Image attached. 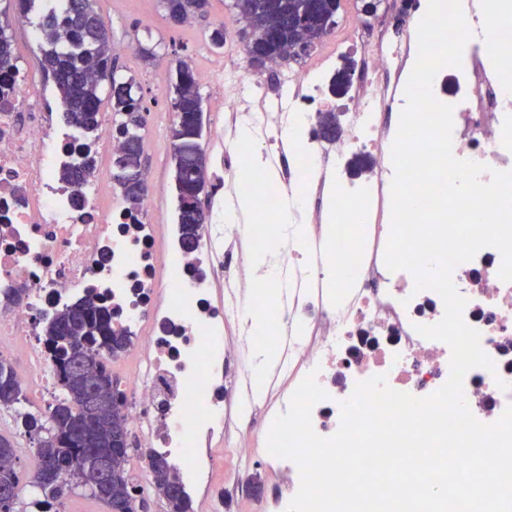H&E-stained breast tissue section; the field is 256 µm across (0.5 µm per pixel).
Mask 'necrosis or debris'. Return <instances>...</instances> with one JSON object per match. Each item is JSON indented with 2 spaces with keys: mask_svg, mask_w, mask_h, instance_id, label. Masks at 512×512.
Segmentation results:
<instances>
[{
  "mask_svg": "<svg viewBox=\"0 0 512 512\" xmlns=\"http://www.w3.org/2000/svg\"><path fill=\"white\" fill-rule=\"evenodd\" d=\"M504 3L462 0L472 37L461 67L442 68L433 85L454 107V155L498 171L512 170V20ZM351 51L359 61L338 104L306 68L290 71L272 95L261 77L208 73L224 87V173L210 185L219 204L190 253L180 225L150 223L155 194L130 210L111 201L101 177L63 189V168L117 148L111 126L87 139L62 124L27 70L0 82V292H19L10 302L0 295V350L16 360L28 394L55 397L45 319L99 296L113 329L130 338L132 366L117 383L125 425L144 454H166L182 472L196 512H207L215 455L236 423L225 405V323L240 329L242 385L263 388L277 412L292 395L279 377L297 385L315 374L327 394L312 410L323 437L338 430L340 404L359 381L383 374L393 389L423 398L449 378L450 347L416 330L441 319V297L415 291L410 272L384 262L392 115L406 105L417 38L385 33L371 44L349 33L325 69ZM336 107L341 133L323 138L318 118ZM259 147L277 163V181L249 167ZM255 251L269 257L271 276L252 269ZM501 263L486 247L453 271L464 317L496 364L464 378L468 406L484 423L512 405V282L500 279ZM265 341L279 352L271 366L257 361Z\"/></svg>",
  "mask_w": 512,
  "mask_h": 512,
  "instance_id": "1",
  "label": "necrosis or debris"
}]
</instances>
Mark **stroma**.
<instances>
[{
  "label": "stroma",
  "mask_w": 512,
  "mask_h": 512,
  "mask_svg": "<svg viewBox=\"0 0 512 512\" xmlns=\"http://www.w3.org/2000/svg\"><path fill=\"white\" fill-rule=\"evenodd\" d=\"M229 0H209L205 12L196 14L188 23L177 26L166 16L159 0H94L93 7L100 15L114 45L120 46L115 65L121 77L134 78L140 88L145 108L143 167L149 183H160L163 192L160 208L166 223L177 221V202L172 183L171 134L175 115L169 105L166 85L157 83L159 75L168 73L177 61L189 63L194 72L218 66L225 61L239 74L250 76L256 69L249 65L241 40V26L237 16L228 6ZM399 6V0H382L376 16L367 17L361 12V0H341L336 16V27L309 53L307 60L318 63L344 36L351 25H358L361 32L371 33L382 27H391L390 16ZM10 21L7 30L13 41L14 55L19 67L31 70L36 86L49 99H56L53 82L45 80L40 66L44 41L39 23L44 13L42 0H37L32 11L20 13L14 0H0V14ZM224 30V47L214 50L209 37L215 28ZM153 48L151 60H144L139 46ZM224 477L229 485L222 496L212 504L214 512H244L243 505L251 496L244 489L245 482L260 485L262 496H269L276 487L275 476L263 454H255L246 470H239L232 457L224 459Z\"/></svg>",
  "instance_id": "1"
}]
</instances>
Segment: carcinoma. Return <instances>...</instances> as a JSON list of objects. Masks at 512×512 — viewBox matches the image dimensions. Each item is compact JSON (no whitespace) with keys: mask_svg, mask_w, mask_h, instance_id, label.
I'll list each match as a JSON object with an SVG mask.
<instances>
[{"mask_svg":"<svg viewBox=\"0 0 512 512\" xmlns=\"http://www.w3.org/2000/svg\"><path fill=\"white\" fill-rule=\"evenodd\" d=\"M53 5L43 17L41 26L48 30L42 47L41 69L52 79L61 104L65 123L86 136L95 134L102 125L99 112L102 88H107L112 101L117 135L126 137L144 128L142 97L132 92L134 79L116 74L112 65L110 36L93 0H51ZM169 19L185 23L191 15L202 12L208 0H160ZM238 15L246 22L243 31L259 43L271 33L288 41V17L296 13L304 0H234ZM334 0H311L312 11L305 29L307 40L314 44L325 36V24ZM0 24V74L16 67L11 38ZM171 100L178 112L171 128L172 147L176 149L172 181L176 192L178 223L182 224V240L186 248L195 247L198 228L207 215L195 196L198 186L206 182V156L202 144L199 112L203 98L198 82L187 62L179 61L177 74L169 79ZM143 149L115 160L113 179L123 200L132 208L138 206L143 182L141 162ZM94 163L84 158L63 173L68 184L81 183L93 177ZM45 343L58 364L59 381L70 380L73 367L85 362L97 374L96 391L85 404L74 409L60 400L58 436L37 448L31 464V482L41 490L38 512H51L73 486H79L88 475L84 459L95 452L110 468L106 482L99 486L96 498L109 512H130L135 499L126 469L128 453L114 447L115 435L122 424L114 421L112 396L118 392L112 372L100 362V353L122 352L130 343L128 336L111 329L109 317L93 295L66 305L45 326ZM149 467L159 489L169 491L170 512H190V501L184 499L177 472L163 459L152 456ZM19 475L13 444L0 435V491L13 492L18 499Z\"/></svg>","mask_w":512,"mask_h":512,"instance_id":"carcinoma-1","label":"carcinoma"}]
</instances>
